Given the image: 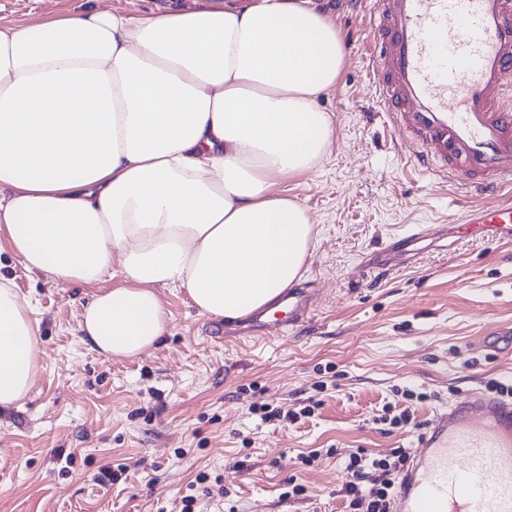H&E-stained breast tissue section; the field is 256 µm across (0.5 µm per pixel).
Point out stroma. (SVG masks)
Segmentation results:
<instances>
[{
  "mask_svg": "<svg viewBox=\"0 0 512 512\" xmlns=\"http://www.w3.org/2000/svg\"><path fill=\"white\" fill-rule=\"evenodd\" d=\"M89 0H0V21L53 18ZM334 134L310 172L279 183L315 225L300 280L312 317L290 334L246 343L249 318L210 336L183 288L158 294L165 336L130 359L92 350L79 324L95 292L58 285L0 250V274L34 306L40 369L23 406L0 412V512H344L350 453L413 449L435 414L488 380L512 383V352L483 347L512 326V242L460 239V192L415 171L381 115L369 63L346 54L322 98ZM424 224L419 256L368 263ZM267 402L297 421H263ZM409 411L408 425L386 414ZM73 456L61 466L58 453ZM314 453L305 465L300 457ZM126 465L119 482L103 467ZM209 481L197 483L199 473ZM305 494L288 496L290 483Z\"/></svg>",
  "mask_w": 512,
  "mask_h": 512,
  "instance_id": "35a3bbf8",
  "label": "stroma"
}]
</instances>
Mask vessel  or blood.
<instances>
[{
    "label": "vessel or blood",
    "instance_id": "vessel-or-blood-1",
    "mask_svg": "<svg viewBox=\"0 0 512 512\" xmlns=\"http://www.w3.org/2000/svg\"><path fill=\"white\" fill-rule=\"evenodd\" d=\"M350 48L366 53L389 129L414 166L485 194L467 233L512 241V0H373ZM316 303L278 301L282 330ZM390 512H512V400L482 391L437 414L396 482Z\"/></svg>",
    "mask_w": 512,
    "mask_h": 512
}]
</instances>
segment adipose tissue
<instances>
[{
  "label": "adipose tissue",
  "instance_id": "1",
  "mask_svg": "<svg viewBox=\"0 0 512 512\" xmlns=\"http://www.w3.org/2000/svg\"><path fill=\"white\" fill-rule=\"evenodd\" d=\"M344 60L313 0L0 24V236L28 272L97 286L80 330L110 358L165 335L161 287L213 318L270 306L313 247L275 184L322 160ZM32 313L0 276V411L39 370Z\"/></svg>",
  "mask_w": 512,
  "mask_h": 512
}]
</instances>
